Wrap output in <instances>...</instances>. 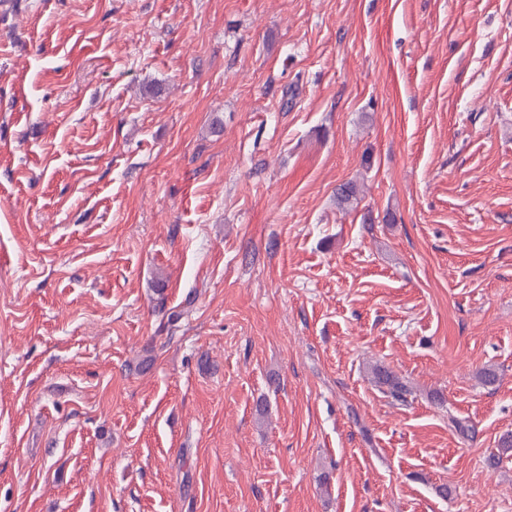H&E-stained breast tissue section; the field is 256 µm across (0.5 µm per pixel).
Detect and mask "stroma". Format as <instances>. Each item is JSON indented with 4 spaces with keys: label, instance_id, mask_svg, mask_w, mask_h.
<instances>
[{
    "label": "stroma",
    "instance_id": "1",
    "mask_svg": "<svg viewBox=\"0 0 512 512\" xmlns=\"http://www.w3.org/2000/svg\"><path fill=\"white\" fill-rule=\"evenodd\" d=\"M508 431L512 0H0V512H512ZM374 382L380 387H387L389 393L397 400L406 398L407 389L405 385L391 371L375 365L371 369Z\"/></svg>",
    "mask_w": 512,
    "mask_h": 512
}]
</instances>
